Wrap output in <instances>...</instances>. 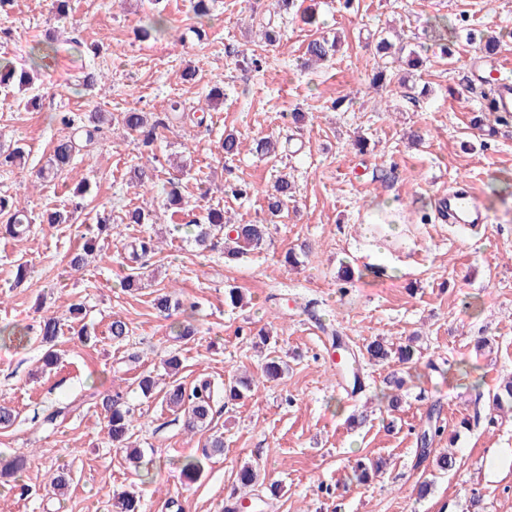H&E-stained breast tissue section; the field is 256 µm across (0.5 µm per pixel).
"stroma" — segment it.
<instances>
[{"label": "stroma", "instance_id": "1", "mask_svg": "<svg viewBox=\"0 0 512 512\" xmlns=\"http://www.w3.org/2000/svg\"><path fill=\"white\" fill-rule=\"evenodd\" d=\"M306 11L315 24L305 23ZM158 13L166 31L144 36ZM269 21L280 26L279 41L262 39ZM195 26L206 30L203 41ZM379 31L423 59L411 72L394 66L383 87L372 83L382 65L373 48ZM485 33L499 35L500 56L512 59V0H296L290 11L273 0H213L204 19L190 0H161L155 9L148 0H70L63 19L50 0L1 9L0 59L27 67L38 41L51 40L53 49L36 65L34 92L0 99V149L27 153L22 165L0 169V196L31 218L26 237L0 233V327H30L54 314L62 331L59 363L46 372L39 339L0 345V402L16 411L0 428V455L27 458L19 486L0 484V512H115V495L132 489L144 512H224L246 464L262 478L249 490L250 512H512V412L486 419L489 391L512 377V186L490 188L494 177L512 178V119L482 110L490 88L474 81L483 55L468 38ZM336 35L339 52L304 66L309 40ZM241 53L259 56L261 67L239 66ZM187 70L193 81L183 80ZM90 72L99 76L92 87L83 83ZM215 86L224 102L213 107L206 95ZM174 103L203 109L205 122L171 119L146 186L130 179L142 164L135 137L114 122L81 146L69 171L37 179L69 134L63 116L132 108L155 115ZM231 132L242 147L228 159L220 142ZM263 137L276 141V154L256 153ZM279 174L293 181L295 199L263 249L234 263L220 246L196 252L187 222L215 205L228 224L264 219ZM85 177L91 191L75 220L47 223L48 214L70 209L68 189ZM173 177L188 200L177 220L122 225L124 241H160L135 287H123L128 269L109 239L82 269L70 268L68 256L90 226L122 224L127 210L145 204L161 208ZM229 177L250 184L252 195L228 194ZM462 184L484 195L490 222H433L437 199ZM381 202L392 206L384 223L399 231L376 253L363 226ZM291 251L294 266L283 262ZM373 258L386 275L369 272ZM20 263L28 266L21 284ZM346 265L358 273L348 283L338 276ZM230 287L242 291V306L226 303ZM165 294L176 305L163 314L154 301ZM76 296L82 322L95 330L87 344L66 317ZM116 317L129 328L119 343L108 332ZM185 320L197 328L186 341L172 332ZM262 331L270 335L265 346ZM335 334L356 349L377 337L412 345L416 368L364 362L366 388L350 396L329 367L335 350L323 339ZM173 355L183 386L247 376L253 390L233 405L216 394L209 422L187 430L162 392L138 388L143 371L161 370ZM272 356L288 363L275 381L260 373ZM394 375L405 384L393 411L380 397ZM110 391L132 409L140 464L102 431L101 399ZM436 404L443 433L423 458L417 440ZM59 407L64 415L53 417ZM215 435L224 438L223 454L204 460L201 477L186 483L183 459ZM448 449L456 466L439 470L436 458ZM380 458V474L356 480L357 461ZM62 465L72 481L57 495L49 477ZM425 480L432 487L422 498Z\"/></svg>", "mask_w": 512, "mask_h": 512}]
</instances>
